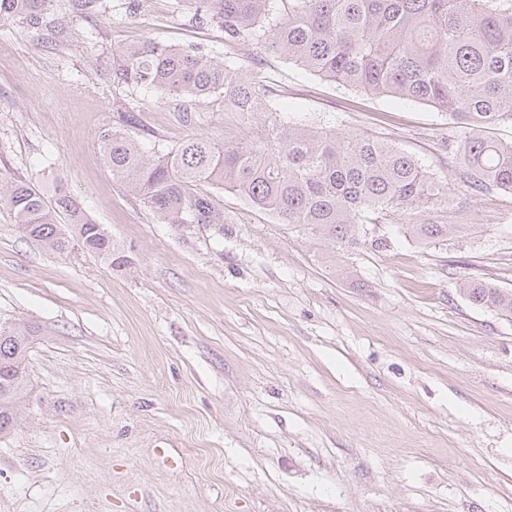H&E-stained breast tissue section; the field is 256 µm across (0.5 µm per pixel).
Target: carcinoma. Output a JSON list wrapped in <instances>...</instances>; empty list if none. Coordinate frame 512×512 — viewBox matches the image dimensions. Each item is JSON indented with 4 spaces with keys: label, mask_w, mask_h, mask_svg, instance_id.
<instances>
[{
    "label": "carcinoma",
    "mask_w": 512,
    "mask_h": 512,
    "mask_svg": "<svg viewBox=\"0 0 512 512\" xmlns=\"http://www.w3.org/2000/svg\"><path fill=\"white\" fill-rule=\"evenodd\" d=\"M52 0H0V15L43 22ZM192 19L224 28V44L256 47L313 75L373 95L431 105L454 125L448 155L458 179L425 168L394 140L279 118L277 89L259 67L200 50L145 39L119 48L117 84L131 96L150 90L183 112L214 96L249 132L233 145L194 135L169 146L146 143L132 130L105 125L97 133L112 177L162 224H222L224 207L210 189H229L332 249L366 243L367 225L395 219L427 244L463 228L429 215L449 212L460 194L512 193V141L482 129L512 123V0H190ZM7 208L32 239L62 254L74 246L121 266L126 256L61 185L50 201L22 182L0 181ZM65 212L70 229L58 227ZM459 292L479 307L512 317V289L482 279ZM35 326L0 329V437L16 425L27 395V352Z\"/></svg>",
    "instance_id": "obj_1"
}]
</instances>
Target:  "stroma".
<instances>
[{
	"label": "stroma",
	"mask_w": 512,
	"mask_h": 512,
	"mask_svg": "<svg viewBox=\"0 0 512 512\" xmlns=\"http://www.w3.org/2000/svg\"><path fill=\"white\" fill-rule=\"evenodd\" d=\"M128 2L53 0L38 28L0 15V179L65 186L128 258L55 253L0 208V324L40 330L0 439V512H512V318L456 291L512 289V194L459 196L468 236L424 245L387 220L337 253L226 190L223 234L158 223L97 145L121 121L126 43L256 63L281 117L390 135L440 174L452 126L225 48L184 0ZM134 105L138 134L171 145L245 134L217 98Z\"/></svg>",
	"instance_id": "1"
}]
</instances>
